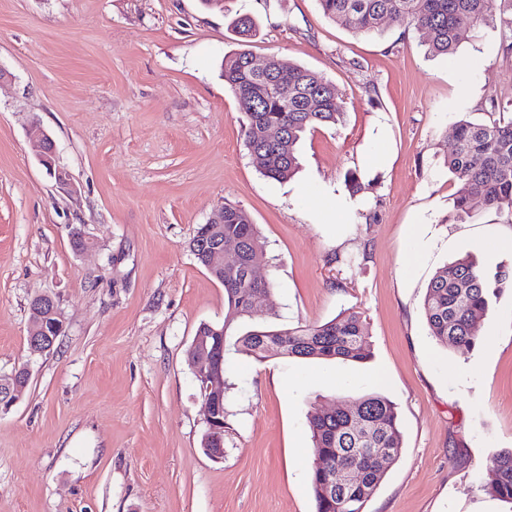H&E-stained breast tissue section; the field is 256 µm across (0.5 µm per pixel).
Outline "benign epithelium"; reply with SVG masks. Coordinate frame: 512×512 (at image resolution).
<instances>
[{
  "instance_id": "1",
  "label": "benign epithelium",
  "mask_w": 512,
  "mask_h": 512,
  "mask_svg": "<svg viewBox=\"0 0 512 512\" xmlns=\"http://www.w3.org/2000/svg\"><path fill=\"white\" fill-rule=\"evenodd\" d=\"M28 135L37 144L39 162L48 175L60 184H67L69 175L59 165L55 144L39 120L30 121ZM228 244L237 247L234 241H217L210 245L197 238L191 242V248L203 254L205 268L213 272L224 269L225 247ZM62 328L63 321L56 303L44 299L35 301L28 336L29 350L39 354L50 351L55 340L53 332ZM224 350V337L199 335L192 343L188 355L206 409L204 450L215 460L224 458ZM27 380L29 373L24 367L0 380V410L10 408L20 399L24 392L20 383Z\"/></svg>"
}]
</instances>
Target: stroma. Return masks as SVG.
<instances>
[{"label": "stroma", "instance_id": "35a3bbf8", "mask_svg": "<svg viewBox=\"0 0 512 512\" xmlns=\"http://www.w3.org/2000/svg\"><path fill=\"white\" fill-rule=\"evenodd\" d=\"M242 14L256 62L318 73L344 113L306 132L283 182L247 151L221 75ZM502 38L469 29L447 59L406 20L359 35L318 0H0V376L30 372L0 411V512H316L308 415L371 393L396 405L403 448L364 512H512L482 488L494 453L512 448V288L465 354L430 336L422 308L435 272L461 256L512 267V218L458 213L445 164L455 121L512 118L489 105L512 100ZM35 118L70 187L39 163ZM227 203L256 224L260 274L274 280L234 320L189 248ZM76 227L86 251L71 244ZM39 295L65 324L46 354L28 348ZM345 311L363 314L368 360L235 349L249 330ZM203 323L227 328L219 462L203 450L187 362Z\"/></svg>", "mask_w": 512, "mask_h": 512}]
</instances>
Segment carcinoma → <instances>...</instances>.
Wrapping results in <instances>:
<instances>
[{"label":"carcinoma","instance_id":"1","mask_svg":"<svg viewBox=\"0 0 512 512\" xmlns=\"http://www.w3.org/2000/svg\"><path fill=\"white\" fill-rule=\"evenodd\" d=\"M323 14L358 34H373L391 17L405 19L425 37L429 52L453 57L465 31L462 22L479 25L495 20L505 29L504 50L512 53V0H318ZM252 54L240 49L224 57V84L233 93L244 120V145L248 152L265 156L262 174L285 180L298 167L296 146L309 130L336 126L343 119L336 87L300 65H284L276 56L266 68H247ZM267 137H253V127ZM448 172L458 184L457 210L469 214L495 209L512 217V120L455 123L448 152ZM197 234L213 241L234 240L239 250L224 262V294L228 308L250 316L270 294V279L244 277L243 269L265 255L256 225L249 214L224 205V225L216 230L201 225ZM507 287L512 271L499 266L490 271L470 255L452 261L431 278L423 301L429 333L443 345L461 351L480 341L481 318ZM269 343L281 346L289 357L362 361L371 347L362 314L350 311L320 325H300L283 330L255 329L237 338L240 351L264 357ZM313 448L311 486L316 512H363L399 456L403 439L395 404L372 393L356 402L341 399L328 411L308 416ZM356 471L354 481H341V472ZM484 490L512 504V448L492 460Z\"/></svg>","mask_w":512,"mask_h":512}]
</instances>
